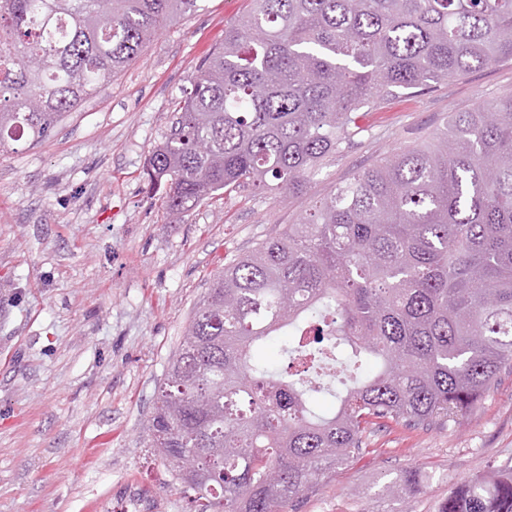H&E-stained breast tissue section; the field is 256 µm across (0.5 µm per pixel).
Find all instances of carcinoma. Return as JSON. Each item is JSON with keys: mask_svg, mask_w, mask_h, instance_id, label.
I'll use <instances>...</instances> for the list:
<instances>
[{"mask_svg": "<svg viewBox=\"0 0 512 512\" xmlns=\"http://www.w3.org/2000/svg\"><path fill=\"white\" fill-rule=\"evenodd\" d=\"M198 2L0 0V149L45 139ZM503 60L512 0H249L146 174L173 216L249 187L300 193L392 92ZM273 339L282 370L254 355ZM506 371L512 91L451 113L224 265L169 363L148 447L192 512H286L372 429L463 416ZM440 512H512V467Z\"/></svg>", "mask_w": 512, "mask_h": 512, "instance_id": "1", "label": "carcinoma"}]
</instances>
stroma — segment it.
<instances>
[{"instance_id":"stroma-1","label":"stroma","mask_w":512,"mask_h":512,"mask_svg":"<svg viewBox=\"0 0 512 512\" xmlns=\"http://www.w3.org/2000/svg\"><path fill=\"white\" fill-rule=\"evenodd\" d=\"M246 0H201L52 135L0 152V512H190L148 448V419L192 313L225 264L360 167L512 90V62L394 96L307 192L249 189L167 218L144 169L201 61ZM288 512H439L512 462V374L466 416L374 431ZM415 472L406 495L392 493Z\"/></svg>"}]
</instances>
